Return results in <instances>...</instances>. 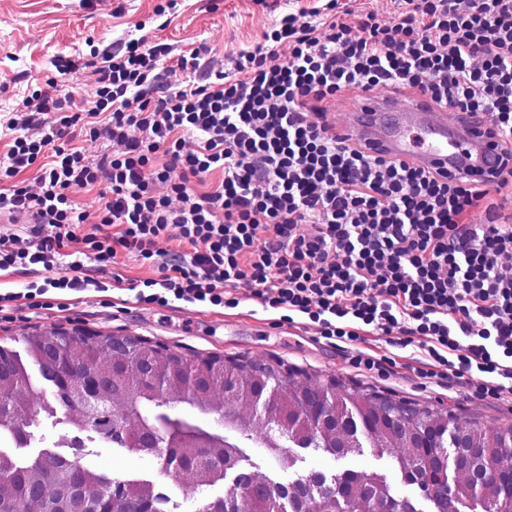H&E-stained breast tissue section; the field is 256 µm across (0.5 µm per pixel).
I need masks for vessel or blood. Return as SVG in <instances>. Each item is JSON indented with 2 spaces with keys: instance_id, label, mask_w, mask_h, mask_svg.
Returning a JSON list of instances; mask_svg holds the SVG:
<instances>
[{
  "instance_id": "1",
  "label": "vessel or blood",
  "mask_w": 512,
  "mask_h": 512,
  "mask_svg": "<svg viewBox=\"0 0 512 512\" xmlns=\"http://www.w3.org/2000/svg\"><path fill=\"white\" fill-rule=\"evenodd\" d=\"M340 132L370 152L452 178L490 179L504 150L487 125L465 124L457 110L430 107L414 93L387 96L373 91L360 96Z\"/></svg>"
}]
</instances>
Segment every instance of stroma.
I'll return each instance as SVG.
<instances>
[{
  "mask_svg": "<svg viewBox=\"0 0 512 512\" xmlns=\"http://www.w3.org/2000/svg\"><path fill=\"white\" fill-rule=\"evenodd\" d=\"M0 0V114L11 111L32 85L51 97L71 94L92 100L96 76L91 69L63 76L53 62L59 56L88 53L90 46L118 44L131 35L172 45L175 51L201 50L206 62L223 68L231 58L261 41L277 11L295 13L315 7L317 0H277L267 8L255 0ZM120 288L105 292H49V307L18 306L0 313V345L19 355L27 353V338L55 327L139 336L180 355L234 358L245 362L297 369L300 381L315 386L343 383L355 395L376 391L396 400L410 401L432 411L451 414L462 423H475L486 432L512 425V396L478 401L467 395L460 381L422 384L410 364L420 352L415 347H393L370 336L367 346L396 360L386 376L359 375L349 353L317 339L304 325L277 324V312L254 301L234 309L203 303L170 307L136 303L130 286L157 277L155 266L134 255L121 256L115 273ZM26 400L31 405L32 434L26 443L0 439V451L20 460L47 451L69 453L80 440L79 453L90 467L122 479L146 483L150 490L169 496L171 512H197L203 499L223 494L226 483L193 488L189 479L165 469L151 455L122 448L89 430L78 429L74 416L57 404L52 388L38 369H31Z\"/></svg>",
  "mask_w": 512,
  "mask_h": 512,
  "instance_id": "35a3bbf8",
  "label": "stroma"
}]
</instances>
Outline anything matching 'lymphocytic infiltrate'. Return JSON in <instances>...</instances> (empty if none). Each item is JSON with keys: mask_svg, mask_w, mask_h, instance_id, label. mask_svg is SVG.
I'll return each instance as SVG.
<instances>
[{"mask_svg": "<svg viewBox=\"0 0 512 512\" xmlns=\"http://www.w3.org/2000/svg\"><path fill=\"white\" fill-rule=\"evenodd\" d=\"M389 21L324 0L283 12L261 43L221 70L200 50L173 53L139 37L91 48L87 63L58 58V73L87 65L90 106L32 93L0 122L11 146L0 160V209L31 216L26 246L0 236V272H38L25 292L0 293V311L49 291L106 282L85 275L122 254L156 264L137 303L235 308L240 284L281 321L305 319L328 343L351 350L362 372L387 374L393 359L361 351L364 333L395 347L417 345L420 379H465L470 398L512 395V225L485 200L512 183V154L492 183L449 179L377 156L337 135L325 105L338 94L413 90L430 103L488 120L512 144V0H399ZM185 79L170 82L173 72ZM38 112L54 113L40 137ZM107 137L91 160L68 134ZM163 164H156L157 156ZM38 165V191L14 178ZM222 180L192 190L213 172ZM107 179L94 225L71 198ZM484 212V221L470 217ZM88 233H81V226ZM115 233H108V226ZM178 230L186 252L161 259L158 243ZM81 245L80 258L64 250Z\"/></svg>", "mask_w": 512, "mask_h": 512, "instance_id": "f902f5d3", "label": "lymphocytic infiltrate"}]
</instances>
